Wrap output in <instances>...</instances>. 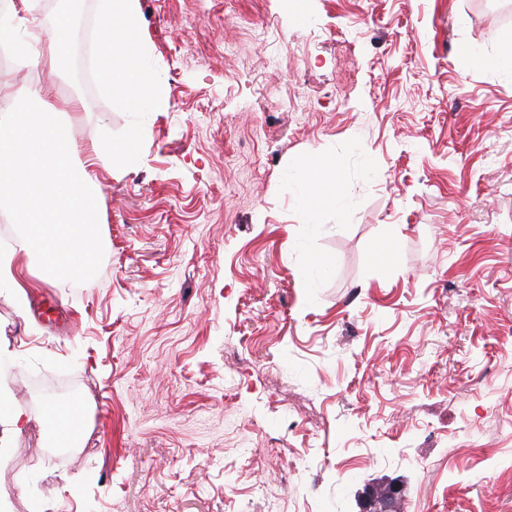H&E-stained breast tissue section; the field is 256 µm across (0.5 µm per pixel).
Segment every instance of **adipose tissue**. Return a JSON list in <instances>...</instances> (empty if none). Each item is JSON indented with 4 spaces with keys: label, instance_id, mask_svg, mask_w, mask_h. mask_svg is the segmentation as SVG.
<instances>
[{
    "label": "adipose tissue",
    "instance_id": "obj_1",
    "mask_svg": "<svg viewBox=\"0 0 512 512\" xmlns=\"http://www.w3.org/2000/svg\"><path fill=\"white\" fill-rule=\"evenodd\" d=\"M104 27L113 31L99 47L103 64L99 74L113 97L133 110L149 107L162 111L167 106V91L156 69L145 66L141 58L145 45L141 36L139 0H102ZM68 20L59 18L55 26L35 35L22 50L36 66L55 74L61 71ZM78 97L60 98L57 103L41 102L31 108L27 97H13L0 103V202L8 203L19 223L36 227L40 252L49 254V270L61 271L70 280L65 260L74 246L89 249L91 226L95 221L94 167L104 152L113 161H124L127 146L111 148L91 145L81 163H74L78 152L69 126L64 122L42 121L44 112H74Z\"/></svg>",
    "mask_w": 512,
    "mask_h": 512
}]
</instances>
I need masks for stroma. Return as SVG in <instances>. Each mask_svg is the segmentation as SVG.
Here are the masks:
<instances>
[{
	"instance_id": "1",
	"label": "stroma",
	"mask_w": 512,
	"mask_h": 512,
	"mask_svg": "<svg viewBox=\"0 0 512 512\" xmlns=\"http://www.w3.org/2000/svg\"><path fill=\"white\" fill-rule=\"evenodd\" d=\"M95 267L0 288L9 512H512V0H140ZM72 94L28 59L0 99ZM334 199L317 210L318 162ZM83 443L51 454L47 403Z\"/></svg>"
}]
</instances>
